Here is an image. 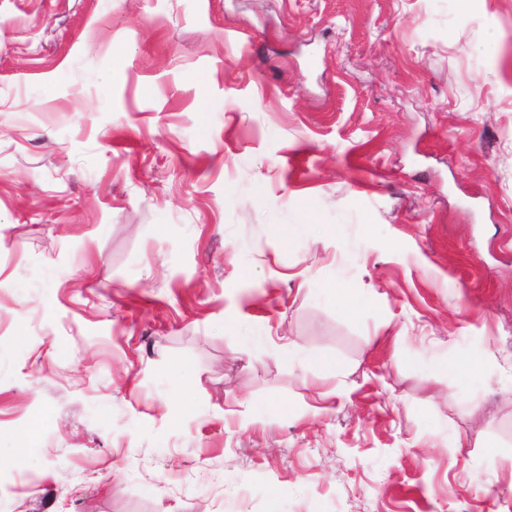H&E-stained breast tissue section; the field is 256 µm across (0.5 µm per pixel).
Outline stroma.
Returning <instances> with one entry per match:
<instances>
[{"instance_id":"obj_1","label":"stroma","mask_w":512,"mask_h":512,"mask_svg":"<svg viewBox=\"0 0 512 512\" xmlns=\"http://www.w3.org/2000/svg\"><path fill=\"white\" fill-rule=\"evenodd\" d=\"M0 512H512V0H0Z\"/></svg>"}]
</instances>
